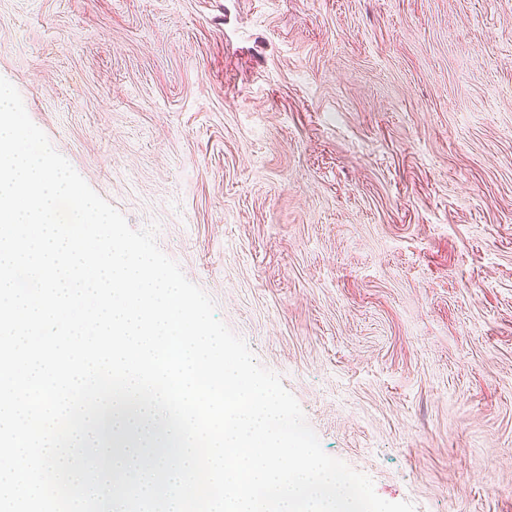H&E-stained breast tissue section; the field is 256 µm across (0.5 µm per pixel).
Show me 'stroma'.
Returning a JSON list of instances; mask_svg holds the SVG:
<instances>
[{"label":"stroma","mask_w":512,"mask_h":512,"mask_svg":"<svg viewBox=\"0 0 512 512\" xmlns=\"http://www.w3.org/2000/svg\"><path fill=\"white\" fill-rule=\"evenodd\" d=\"M0 76L327 454L512 512V0H0Z\"/></svg>","instance_id":"stroma-1"}]
</instances>
